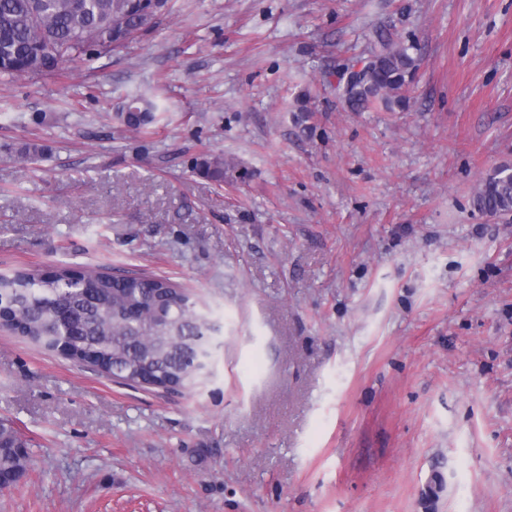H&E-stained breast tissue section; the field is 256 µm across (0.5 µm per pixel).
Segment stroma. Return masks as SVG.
<instances>
[{"mask_svg":"<svg viewBox=\"0 0 512 512\" xmlns=\"http://www.w3.org/2000/svg\"><path fill=\"white\" fill-rule=\"evenodd\" d=\"M378 28L419 65L407 109L359 112L338 85ZM505 163L512 0H169L0 79V272L164 277L221 326L176 392L0 330L30 454L0 512H512V214L472 206ZM157 106L151 101L143 102L140 98H134L128 102L127 109L122 112L123 122L131 127L141 128L154 121V112ZM196 174L203 175L216 182L224 180V160L218 157L203 156L196 159L193 167Z\"/></svg>","mask_w":512,"mask_h":512,"instance_id":"stroma-1","label":"stroma"}]
</instances>
